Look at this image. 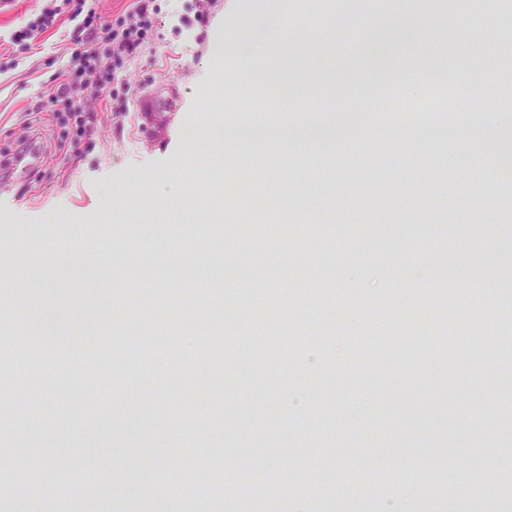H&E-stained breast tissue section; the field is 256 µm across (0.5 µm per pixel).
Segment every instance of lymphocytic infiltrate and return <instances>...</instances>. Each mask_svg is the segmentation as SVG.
<instances>
[{
	"instance_id": "obj_1",
	"label": "lymphocytic infiltrate",
	"mask_w": 512,
	"mask_h": 512,
	"mask_svg": "<svg viewBox=\"0 0 512 512\" xmlns=\"http://www.w3.org/2000/svg\"><path fill=\"white\" fill-rule=\"evenodd\" d=\"M64 9L47 8L25 29L14 32L12 45L29 50L38 35L56 26L60 14H67L73 27L70 41L72 66L62 69L33 106L37 112H62L70 117L72 143L78 144L93 131L94 114L88 100L112 99L113 63L139 56L149 43L148 19L156 9L155 0H134L119 24L100 16L88 0H64Z\"/></svg>"
}]
</instances>
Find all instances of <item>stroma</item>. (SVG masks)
<instances>
[{"mask_svg":"<svg viewBox=\"0 0 512 512\" xmlns=\"http://www.w3.org/2000/svg\"><path fill=\"white\" fill-rule=\"evenodd\" d=\"M48 0H0V148L35 121L56 148L38 168L0 191V339L22 352L0 359V383L14 401L36 398L41 417L0 410V472L11 473V496L33 493L43 507L62 499L108 498L112 512H142L163 505L184 512L177 497L185 470L200 471L209 454L224 455L232 472L249 452L256 474L271 472L285 491L266 498L264 482H249L247 496L226 489L220 512L247 500L268 512H290L304 500L312 512H332L336 501L382 512L398 500L413 512H448L465 496L461 473L479 467L496 512H512V411L500 403L512 363H475L449 355L411 372L407 348L373 355L375 333L426 320L436 334L458 338L468 324L495 334L512 331V126L499 127L490 145L467 130L484 114L506 110L512 87V17L491 0L447 12L406 0H360L337 12L336 0H288L289 35L272 41L247 72L232 75L233 44L261 36L267 0H156L150 47L114 65L112 91L125 110L113 114L90 102L96 129L76 148L61 147L56 113L31 114L46 82L70 58L66 17L38 36L30 50L11 52L10 34L32 22ZM469 89L467 109L453 111L423 133L400 136L384 114L417 99L418 86ZM157 111L145 117L141 97ZM177 109L165 111L166 100ZM213 114L225 127L273 123L278 128H325L354 116L349 132L367 128L362 149L336 156L332 147L309 149L271 140L250 156L276 190L255 199L240 220L216 222L235 194L221 191L234 170L232 147L216 149L205 131ZM335 179L325 183L324 172ZM480 184L482 199L453 209L445 185ZM502 221L488 224L487 211ZM287 215L305 236H260L251 241L239 224L264 226ZM111 235H103V222ZM211 224L210 253L198 252L189 225ZM332 225V234L320 232ZM63 254L99 264L112 281L107 317L97 325L101 344L140 339L165 327L172 343L206 338L223 361L183 359L167 349L139 350L126 364L85 373L77 335L55 334L35 348L27 338L36 322L24 300V265L32 253ZM191 268L205 296L183 290ZM353 278L326 287L331 270ZM152 294L136 304L141 287ZM271 294L281 315L279 335L265 336L263 309H247L252 289ZM490 292L484 308L449 301L464 289ZM387 300L378 309L376 297ZM267 338L270 384L253 395L240 366L251 343ZM39 362L31 373L27 362ZM355 370L358 387L339 377ZM141 385L138 415H120L126 386ZM324 451L300 454L310 435ZM164 448L162 458L111 490L86 483L58 487V455L75 470L112 468L114 446ZM42 463V478L17 470ZM443 471L441 488L389 482L385 472L407 465ZM301 494L287 492L291 482Z\"/></svg>","mask_w":512,"mask_h":512,"instance_id":"stroma-1","label":"stroma"}]
</instances>
